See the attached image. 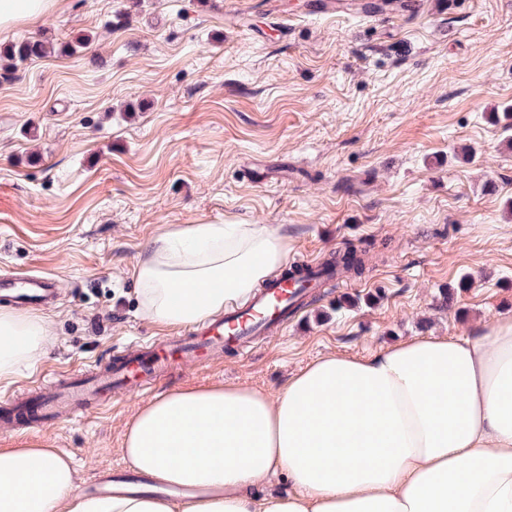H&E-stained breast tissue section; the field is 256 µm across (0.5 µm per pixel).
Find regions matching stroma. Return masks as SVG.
Here are the masks:
<instances>
[{
  "label": "stroma",
  "mask_w": 512,
  "mask_h": 512,
  "mask_svg": "<svg viewBox=\"0 0 512 512\" xmlns=\"http://www.w3.org/2000/svg\"><path fill=\"white\" fill-rule=\"evenodd\" d=\"M307 2L64 0L0 33V47H54L0 68V275L59 283L40 358L0 378V399L176 334L143 313L135 276L173 225L268 224L289 257L352 243L366 267L283 335L79 420L0 433V448L47 442L86 491L124 464L125 428L155 395L232 382L274 396L326 354L469 336L512 313V0L383 15Z\"/></svg>",
  "instance_id": "obj_1"
}]
</instances>
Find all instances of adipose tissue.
I'll return each instance as SVG.
<instances>
[{"label": "adipose tissue", "mask_w": 512, "mask_h": 512, "mask_svg": "<svg viewBox=\"0 0 512 512\" xmlns=\"http://www.w3.org/2000/svg\"><path fill=\"white\" fill-rule=\"evenodd\" d=\"M287 250L267 224L174 226L136 269L142 307L161 325L200 322L247 298ZM48 334L46 318L0 308V377L33 365ZM123 454L166 483L224 493L89 496L69 456L31 440L0 448V512H512V315L474 336L326 355L274 397L169 392L131 419ZM278 473L292 492L256 493Z\"/></svg>", "instance_id": "1"}]
</instances>
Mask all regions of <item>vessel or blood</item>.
<instances>
[{
  "instance_id": "b4317fda",
  "label": "vessel or blood",
  "mask_w": 512,
  "mask_h": 512,
  "mask_svg": "<svg viewBox=\"0 0 512 512\" xmlns=\"http://www.w3.org/2000/svg\"><path fill=\"white\" fill-rule=\"evenodd\" d=\"M335 276L317 259L293 260L288 271L273 277L244 307L175 336L126 343L106 359L52 375L38 392L13 393L0 402V430L44 428L77 418L85 410L99 408L112 394L155 386L174 364H205L247 338L283 330L297 307ZM57 294V283L49 275L0 276V297L21 306L46 305ZM93 490L100 495L165 492L152 477L124 469L101 471Z\"/></svg>"
}]
</instances>
